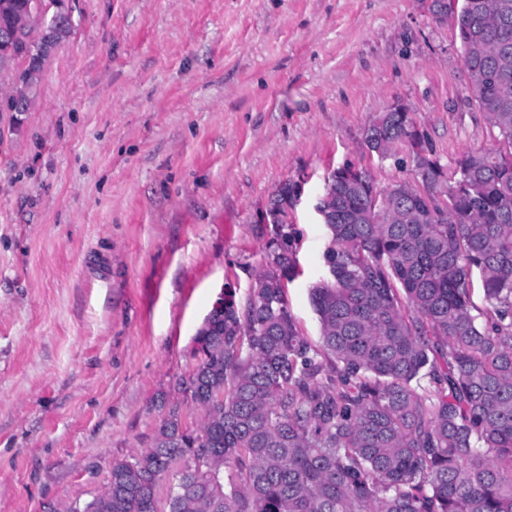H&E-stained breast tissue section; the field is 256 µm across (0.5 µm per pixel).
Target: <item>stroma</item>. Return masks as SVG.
<instances>
[{
    "label": "stroma",
    "mask_w": 512,
    "mask_h": 512,
    "mask_svg": "<svg viewBox=\"0 0 512 512\" xmlns=\"http://www.w3.org/2000/svg\"><path fill=\"white\" fill-rule=\"evenodd\" d=\"M433 0H69L33 109L0 115V512H60L150 445L221 291L245 305L291 183L288 307L318 343L328 176L418 182L412 112L444 169L503 142L475 101L455 14ZM393 112H382L367 128L364 138L371 152L388 156L398 142L421 145L419 131L412 113L402 104H396Z\"/></svg>",
    "instance_id": "35a3bbf8"
}]
</instances>
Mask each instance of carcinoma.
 Segmentation results:
<instances>
[{"mask_svg": "<svg viewBox=\"0 0 512 512\" xmlns=\"http://www.w3.org/2000/svg\"><path fill=\"white\" fill-rule=\"evenodd\" d=\"M64 11L62 0H0L6 111L34 99L70 34ZM457 27L479 109L508 150L460 156L445 212L429 195L378 192L365 172L336 170L327 277L311 289L316 345L288 307L283 184L269 207L280 221L272 266L244 307L224 293L178 383L200 424L186 427L171 405L150 446L67 512H512V0H463ZM398 142L421 145L410 112L381 113L364 138L384 156ZM415 159L435 188L440 164ZM475 273L484 324L469 302Z\"/></svg>", "mask_w": 512, "mask_h": 512, "instance_id": "carcinoma-1", "label": "carcinoma"}]
</instances>
